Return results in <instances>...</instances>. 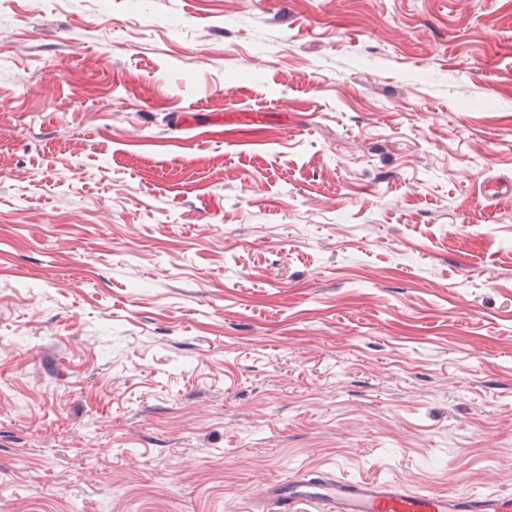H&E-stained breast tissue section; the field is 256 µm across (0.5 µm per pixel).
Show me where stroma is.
<instances>
[{"mask_svg": "<svg viewBox=\"0 0 512 512\" xmlns=\"http://www.w3.org/2000/svg\"><path fill=\"white\" fill-rule=\"evenodd\" d=\"M0 5V512L512 492V0ZM255 504L259 512H512V493L410 490L401 480L307 472L263 483Z\"/></svg>", "mask_w": 512, "mask_h": 512, "instance_id": "1", "label": "stroma"}]
</instances>
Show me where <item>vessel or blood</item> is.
Wrapping results in <instances>:
<instances>
[{
	"instance_id": "obj_1",
	"label": "vessel or blood",
	"mask_w": 512,
	"mask_h": 512,
	"mask_svg": "<svg viewBox=\"0 0 512 512\" xmlns=\"http://www.w3.org/2000/svg\"><path fill=\"white\" fill-rule=\"evenodd\" d=\"M258 512H512V493L411 490L399 480L307 472L263 483Z\"/></svg>"
}]
</instances>
